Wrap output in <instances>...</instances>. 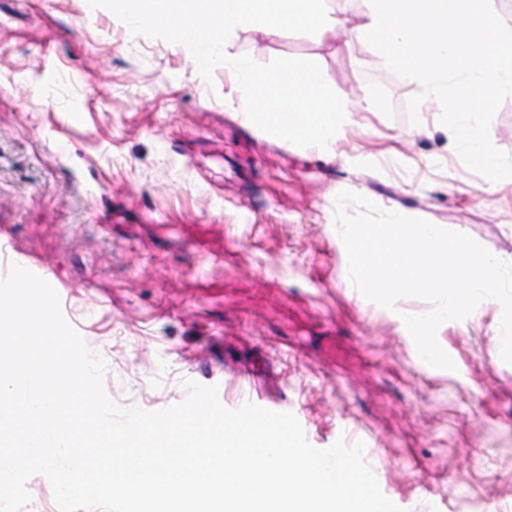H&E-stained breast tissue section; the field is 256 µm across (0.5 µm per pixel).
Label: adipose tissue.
<instances>
[{
    "label": "adipose tissue",
    "instance_id": "adipose-tissue-1",
    "mask_svg": "<svg viewBox=\"0 0 512 512\" xmlns=\"http://www.w3.org/2000/svg\"><path fill=\"white\" fill-rule=\"evenodd\" d=\"M357 20L337 14L334 0H109L113 15L135 27L155 28L189 57L205 56L231 74L237 111L272 133L300 135L326 147L341 137L370 101L352 103L316 63L258 73L229 50L241 31L271 35L288 30L336 38L340 51L373 44L385 65L415 77L426 89L419 107L449 113L462 133L457 149L472 167L497 170L481 128L494 101L512 97V27L494 0H359ZM205 18L208 29L186 40L188 23ZM277 109H269V99Z\"/></svg>",
    "mask_w": 512,
    "mask_h": 512
}]
</instances>
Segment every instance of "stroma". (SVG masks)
<instances>
[{
    "instance_id": "1",
    "label": "stroma",
    "mask_w": 512,
    "mask_h": 512,
    "mask_svg": "<svg viewBox=\"0 0 512 512\" xmlns=\"http://www.w3.org/2000/svg\"><path fill=\"white\" fill-rule=\"evenodd\" d=\"M229 50L260 71L317 63L378 110L329 149L278 138L225 106L230 75L103 0H0V248L62 284L117 405L157 411L187 382L214 386L226 408L293 413L315 448L364 442L403 512H512L500 303L442 323L455 367L429 368L403 317L430 302L366 299L335 223L350 190L512 258V181L471 167L454 121L418 112L422 84L372 44L349 59L307 32H241ZM484 133L512 170V98Z\"/></svg>"
}]
</instances>
